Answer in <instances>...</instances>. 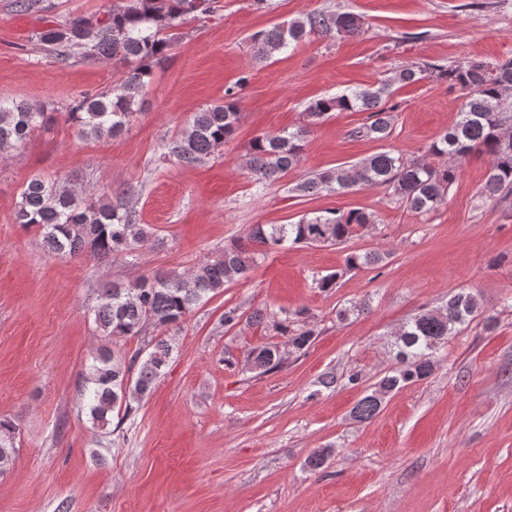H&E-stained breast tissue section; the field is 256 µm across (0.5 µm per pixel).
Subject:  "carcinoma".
<instances>
[{
  "label": "carcinoma",
  "mask_w": 512,
  "mask_h": 512,
  "mask_svg": "<svg viewBox=\"0 0 512 512\" xmlns=\"http://www.w3.org/2000/svg\"><path fill=\"white\" fill-rule=\"evenodd\" d=\"M213 12L212 0H124L112 7L104 20L71 16L36 34L37 41L65 62L78 47L93 57L113 61L125 69V78L115 89L84 94L75 99L65 116L84 139L122 134L130 117L142 103L152 67L165 60L174 45L175 29L185 20ZM363 28L359 16L347 13H314L275 25L253 35L257 58L267 60L296 46L316 32L355 35ZM436 78L467 91L456 123L439 135L426 154L406 160L393 151L379 152L352 170L335 168L318 173L296 185L295 190L315 195L323 191L344 193L357 186L383 187L407 209L417 214L436 210L457 178L459 164L471 153L489 157L481 194L500 203L512 196V59L497 63L469 62L434 68ZM423 78V70L405 67L376 87L355 88L325 96L305 109L307 123L277 134L253 139L247 167L255 189L262 193L288 171L296 168L305 151L310 127L332 112H365L360 125L350 130L354 138L386 140L392 131L391 108L386 101L395 84L410 85ZM57 113L37 101H0V149L22 144L36 130L55 121ZM240 113L234 88L226 89L224 102L193 115L180 137L166 146L168 155L185 165H196L224 146L234 135ZM15 221L38 228L45 248L59 256L90 253L104 258L114 253L133 255L147 239L145 225L123 192L103 204H94L57 181L31 179L21 192ZM376 223L375 216L359 209L347 213L324 211L303 216L294 224L255 225L246 239L224 247L217 258L199 262L185 276L157 271L134 281L103 289L95 321L107 344L92 356L82 376V403L92 424L106 428L112 411L132 409L131 403L146 397L164 375L178 344L173 332L180 329L192 310L209 295L240 280L256 265L258 253L251 244L279 250L294 244H335L350 240L358 231ZM380 252H351L349 270L373 268L383 262ZM306 312L277 319L260 310L246 316L240 308L224 310L221 324L230 329L242 321L271 325L286 339L291 351L301 352L312 344L315 330L307 327ZM482 315L476 296L459 291L446 306L422 309L395 334L397 366L362 397L351 415L358 421L376 416L386 398L400 389L429 378L436 367V353L463 326ZM159 335L131 356L109 347L127 336H138L148 326ZM285 352L276 343L249 349L248 369L263 374L284 364ZM17 425L0 420V474L15 461Z\"/></svg>",
  "instance_id": "cac0c4a2"
}]
</instances>
